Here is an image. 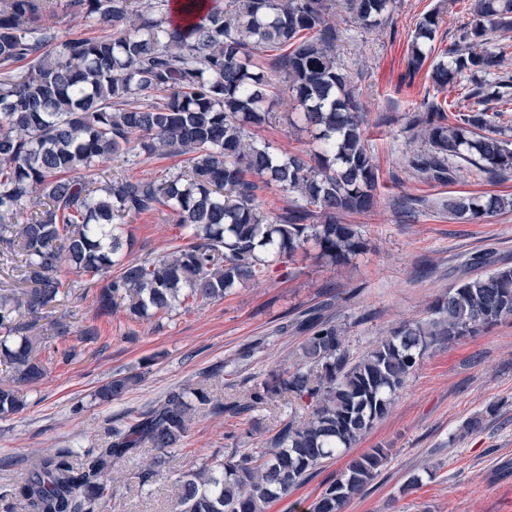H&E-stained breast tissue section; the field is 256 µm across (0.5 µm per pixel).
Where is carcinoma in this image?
<instances>
[{"label":"carcinoma","instance_id":"carcinoma-1","mask_svg":"<svg viewBox=\"0 0 512 512\" xmlns=\"http://www.w3.org/2000/svg\"><path fill=\"white\" fill-rule=\"evenodd\" d=\"M46 0H0V265L19 286L0 293V360L12 372L0 378V418L26 407L24 389L46 376L53 358L77 357L68 345L62 267L99 276L98 316L123 309L132 320L169 313L189 301L224 299L236 286L258 281L268 260L293 257L313 246L335 265L364 250L358 225L345 214L376 207L377 167L365 143L366 116L348 75L336 63V28L330 0H180L183 24L168 19L169 0H67L66 10L108 30L95 37H58L38 24ZM393 0H344L365 26L379 24ZM472 19L437 61L438 89L466 73L503 67L508 47H488V34L512 30V0H473ZM440 12L424 15L410 44L418 70L432 51ZM280 54L285 77L304 122L315 128L316 148L276 154L257 144L248 127L260 125L276 95L256 55ZM26 63L16 74L15 63ZM512 101V76L488 91L465 93V104L436 99L414 113L408 127L424 143L409 165L437 182L452 181L466 164L479 173L512 171V127L488 107ZM180 155L187 169L160 178L134 179L116 162L128 155ZM114 162L105 181L84 172ZM275 187L293 195L283 212L265 216L257 191ZM163 206L184 243L163 255L121 253L123 220ZM512 208V199L459 195L448 213L481 224ZM26 215L21 224L15 219ZM118 273L112 274V268ZM512 316V266L459 278L431 307L425 321H406L364 355L352 359L341 327L321 309L307 311L296 328L308 333L303 363L272 373L243 399L226 403L200 382L170 391L140 419L112 431L105 448L81 462L69 450L39 455L20 481L0 489V512H98L112 497L114 461L142 444L156 451L143 468L157 477L168 451L181 447L195 407L254 410L275 401H312L310 416L288 421L260 448L204 461L175 479L176 512H267L325 461L350 450L389 412L424 354L453 344ZM48 321L41 336L32 328ZM132 374L112 377L96 396L109 402L137 384ZM388 463L384 448L350 455L345 469L317 496L308 512H343Z\"/></svg>","mask_w":512,"mask_h":512}]
</instances>
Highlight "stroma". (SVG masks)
I'll list each match as a JSON object with an SVG mask.
<instances>
[{
  "label": "stroma",
  "instance_id": "obj_1",
  "mask_svg": "<svg viewBox=\"0 0 512 512\" xmlns=\"http://www.w3.org/2000/svg\"><path fill=\"white\" fill-rule=\"evenodd\" d=\"M470 3L396 0L386 22L372 30L340 11L330 18L338 32L336 59L367 114L366 135L379 170L375 213L347 218L366 242L352 264L332 265L300 252L266 267L257 283L234 288L222 300L140 321L121 312L96 317L94 278L74 270L61 274L69 293L71 342L81 354L70 365H50L47 377L28 388L26 409L0 420V487L14 482L41 453L105 447L113 428L160 404L172 389L203 380L227 401L242 398L271 370L294 369L305 339L294 323L309 309L325 308L356 358L400 321L427 317L462 271L483 272L484 255L512 265V211L464 224L442 208L460 194L512 196V173L491 180L465 170L442 184L405 163L422 147L412 141L408 119L438 93L427 70L409 68L410 37L423 14L439 11L436 51L428 57L438 61L469 21ZM461 93L454 83L438 94L451 101ZM297 117L284 92L266 122L249 132L281 152L310 150L313 137L294 126ZM128 229L135 257L163 253L179 234L163 211L129 219ZM91 325L99 328L101 341L82 342ZM116 373H137L141 380L118 399L93 400L94 391ZM294 410L302 414L306 407ZM294 410L281 402L242 416L198 409L163 475L142 481L141 467L152 456L148 447L115 465L112 497L102 512H173L176 474L238 448L260 447ZM475 417L482 421L480 430L465 432ZM377 445L388 449L389 462L345 512H512V317L452 346L430 349L388 416L361 443L365 449ZM345 462L342 456L327 460L270 512H307ZM427 467L435 468L434 479L405 491L408 479Z\"/></svg>",
  "mask_w": 512,
  "mask_h": 512
}]
</instances>
